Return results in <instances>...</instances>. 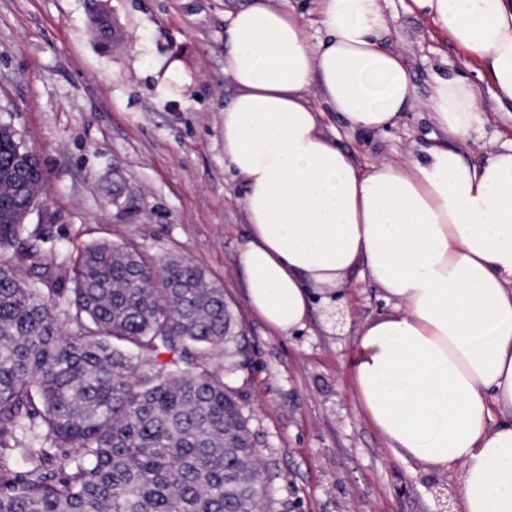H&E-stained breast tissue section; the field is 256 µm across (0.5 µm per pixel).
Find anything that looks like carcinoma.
Listing matches in <instances>:
<instances>
[{"mask_svg":"<svg viewBox=\"0 0 512 512\" xmlns=\"http://www.w3.org/2000/svg\"><path fill=\"white\" fill-rule=\"evenodd\" d=\"M0 124V512H272L251 414L211 347L242 353L224 288L107 240L67 269L16 215Z\"/></svg>","mask_w":512,"mask_h":512,"instance_id":"cac0c4a2","label":"carcinoma"}]
</instances>
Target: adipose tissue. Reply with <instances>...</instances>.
<instances>
[{
  "instance_id": "ef3b65f1",
  "label": "adipose tissue",
  "mask_w": 512,
  "mask_h": 512,
  "mask_svg": "<svg viewBox=\"0 0 512 512\" xmlns=\"http://www.w3.org/2000/svg\"><path fill=\"white\" fill-rule=\"evenodd\" d=\"M317 46L295 15L251 0L228 18L224 163L246 191L239 265L252 309L279 335L305 326L315 289L361 268L392 302L363 326L357 400L395 456L463 466L460 512H512V139L475 165L445 144L424 159L360 168L306 98L320 87L347 127L381 130L416 87L387 47L380 0H317ZM485 61L512 102V0H411ZM476 87L434 78L425 107L463 139L484 122Z\"/></svg>"
}]
</instances>
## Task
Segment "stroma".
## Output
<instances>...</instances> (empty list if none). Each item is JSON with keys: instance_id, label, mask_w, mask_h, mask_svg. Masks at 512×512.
<instances>
[{"instance_id": "1", "label": "stroma", "mask_w": 512, "mask_h": 512, "mask_svg": "<svg viewBox=\"0 0 512 512\" xmlns=\"http://www.w3.org/2000/svg\"><path fill=\"white\" fill-rule=\"evenodd\" d=\"M249 0H0V121L34 149L44 194L31 217L73 266L109 240L157 259L186 258L224 288L243 352L244 393L261 462L278 474L273 512H455L460 471L401 461L358 409L350 355L358 330L389 314L383 292L352 270L316 291L305 328L277 335L250 307L238 256L244 187L224 167L228 13ZM409 0H384L390 47L420 97L434 77L465 78L490 116L457 149L483 161L512 137L487 67L435 30ZM112 19V42L92 29ZM327 131L361 166L420 156L435 134L417 103L386 130Z\"/></svg>"}]
</instances>
